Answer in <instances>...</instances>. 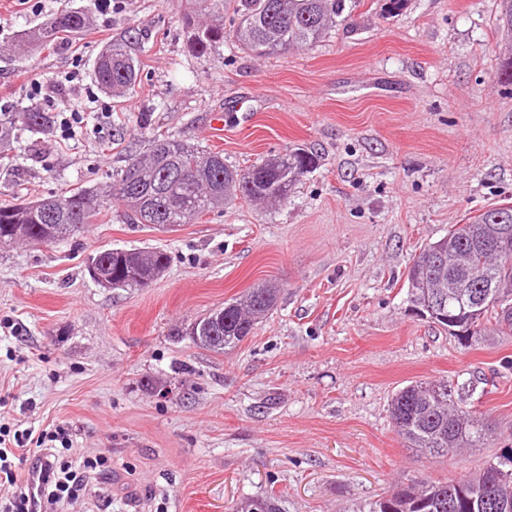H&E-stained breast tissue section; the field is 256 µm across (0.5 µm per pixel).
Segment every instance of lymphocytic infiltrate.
Listing matches in <instances>:
<instances>
[{"mask_svg":"<svg viewBox=\"0 0 512 512\" xmlns=\"http://www.w3.org/2000/svg\"><path fill=\"white\" fill-rule=\"evenodd\" d=\"M71 449L70 434L61 425L36 433L27 429L10 440L0 433V512H31L24 472L34 467L42 473L41 512H68L110 469L107 456L77 461Z\"/></svg>","mask_w":512,"mask_h":512,"instance_id":"lymphocytic-infiltrate-1","label":"lymphocytic infiltrate"}]
</instances>
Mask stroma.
Instances as JSON below:
<instances>
[{
  "mask_svg": "<svg viewBox=\"0 0 512 512\" xmlns=\"http://www.w3.org/2000/svg\"><path fill=\"white\" fill-rule=\"evenodd\" d=\"M197 0H0V108L52 114L0 154V205L76 187L109 190L148 139L175 134L243 169L296 147L317 152L287 202L235 200L178 231L129 223L112 205L65 240L0 249V425L68 428L112 471L78 512H226L273 492L282 512H368L401 484L448 481L512 447V335L472 347L412 312L415 253L484 209L512 205V31L500 0H357L309 48L194 54ZM63 10L84 31L43 49L25 32ZM127 40L124 94L95 62ZM59 82L32 95L31 79ZM79 111L80 124L58 122ZM224 118L214 139L211 115ZM158 247L146 288L89 275L107 248ZM271 281L276 309L224 354L184 330ZM473 383L469 410L493 447L417 456L389 417L415 380Z\"/></svg>",
  "mask_w": 512,
  "mask_h": 512,
  "instance_id": "obj_1",
  "label": "stroma"
}]
</instances>
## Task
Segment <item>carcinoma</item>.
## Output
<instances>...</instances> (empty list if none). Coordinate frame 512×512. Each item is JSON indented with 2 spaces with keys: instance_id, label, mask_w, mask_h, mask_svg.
<instances>
[{
  "instance_id": "cac0c4a2",
  "label": "carcinoma",
  "mask_w": 512,
  "mask_h": 512,
  "mask_svg": "<svg viewBox=\"0 0 512 512\" xmlns=\"http://www.w3.org/2000/svg\"><path fill=\"white\" fill-rule=\"evenodd\" d=\"M230 37L252 55H273L318 42L336 19L352 12L356 0H239ZM56 24L35 28L28 39L35 44L54 41L60 34L78 33L87 25L79 11L58 13ZM224 44L223 26L200 27L190 43L200 54ZM97 83L109 92H124L137 82L138 70L127 41L116 39L98 57ZM52 118L37 107L22 112H0V147L14 129L38 133L50 130ZM319 156L304 148L290 149L245 170L231 169L221 152L191 146L175 135L150 141L148 154L133 158L117 174L108 193L76 188L68 194L0 207V238L18 229L28 242L50 244L69 237L72 224H91L104 210L119 202L134 224H190L228 198L249 201H286L293 183L319 165ZM195 171L187 185L175 180L178 170ZM483 225L512 229V205L489 207L465 224H454L448 234L430 242L413 258L406 274L408 302L424 308L437 296L446 300L443 317L427 315L429 322L450 330L449 321L474 320L472 341L485 325L512 332V300H497L491 293L502 282L512 283L511 246L493 249L480 239ZM104 270L117 288H138L155 279L169 265L164 250L109 248L97 252ZM280 288L263 284L194 322L186 335L199 348L220 354L254 334L258 323L277 303ZM224 337L216 345L209 332ZM464 396L446 379L418 381L398 390L391 399L390 417L406 446L425 458L454 454L464 448H489L495 425L461 407ZM231 512H280L279 498L270 493L246 499ZM369 512H512V448L489 460L478 473L450 482L419 481L400 486L374 501Z\"/></svg>"
}]
</instances>
